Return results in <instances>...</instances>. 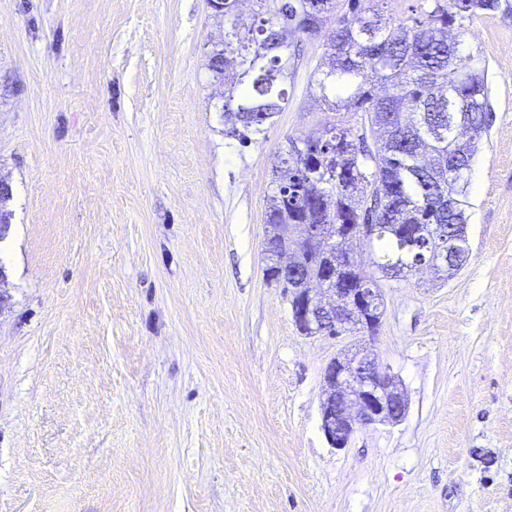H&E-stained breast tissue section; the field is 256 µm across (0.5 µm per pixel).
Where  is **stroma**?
I'll use <instances>...</instances> for the list:
<instances>
[{
  "mask_svg": "<svg viewBox=\"0 0 512 512\" xmlns=\"http://www.w3.org/2000/svg\"><path fill=\"white\" fill-rule=\"evenodd\" d=\"M452 33L495 115L469 261L381 279L408 410L336 449L323 375L357 338L301 334L265 275L271 167L328 116L324 38L243 148L206 0H0V512H512V14Z\"/></svg>",
  "mask_w": 512,
  "mask_h": 512,
  "instance_id": "stroma-1",
  "label": "stroma"
}]
</instances>
